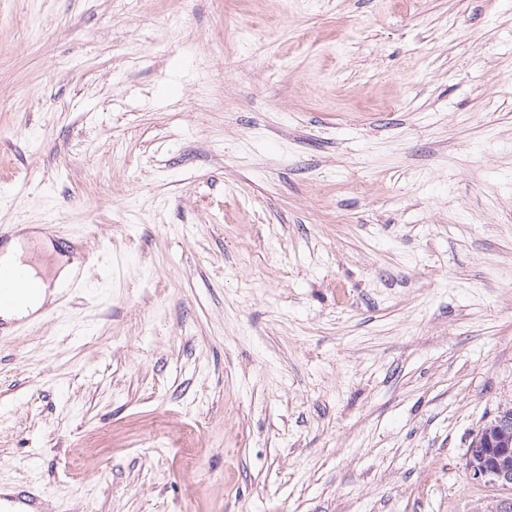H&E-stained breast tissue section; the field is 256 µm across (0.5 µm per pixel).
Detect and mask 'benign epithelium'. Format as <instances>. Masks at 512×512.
<instances>
[{
    "mask_svg": "<svg viewBox=\"0 0 512 512\" xmlns=\"http://www.w3.org/2000/svg\"><path fill=\"white\" fill-rule=\"evenodd\" d=\"M466 466L470 477L512 490V404L500 407L472 437Z\"/></svg>",
    "mask_w": 512,
    "mask_h": 512,
    "instance_id": "benign-epithelium-1",
    "label": "benign epithelium"
}]
</instances>
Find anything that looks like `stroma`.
<instances>
[{"label":"stroma","mask_w":512,"mask_h":512,"mask_svg":"<svg viewBox=\"0 0 512 512\" xmlns=\"http://www.w3.org/2000/svg\"><path fill=\"white\" fill-rule=\"evenodd\" d=\"M0 483L67 512H498L512 0H0ZM33 237H36V235L20 234L3 247L0 261L5 264L0 263V311L15 307L21 302L22 298L39 292L42 288H49L50 279L44 270L42 268L39 270L31 264L29 249ZM39 272L45 278L40 276ZM28 276L41 284V288ZM55 292L56 290L41 291L28 298L21 306L1 311L0 316L5 321L21 320L34 316L44 305L52 301ZM466 466L470 477L503 490H512V404L501 406L496 415L472 437Z\"/></svg>","instance_id":"35a3bbf8"}]
</instances>
